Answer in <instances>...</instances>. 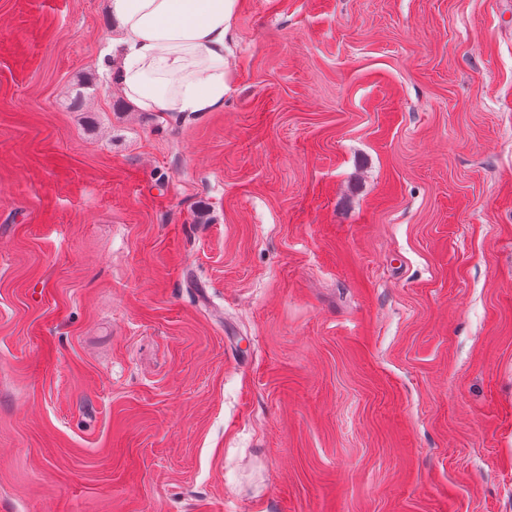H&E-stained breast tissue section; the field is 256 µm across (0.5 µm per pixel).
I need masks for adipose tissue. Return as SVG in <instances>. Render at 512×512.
Here are the masks:
<instances>
[{
  "label": "adipose tissue",
  "instance_id": "ef3b65f1",
  "mask_svg": "<svg viewBox=\"0 0 512 512\" xmlns=\"http://www.w3.org/2000/svg\"><path fill=\"white\" fill-rule=\"evenodd\" d=\"M234 0H108L111 86L142 112L186 118L224 109Z\"/></svg>",
  "mask_w": 512,
  "mask_h": 512
}]
</instances>
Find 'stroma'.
Instances as JSON below:
<instances>
[{
	"label": "stroma",
	"mask_w": 512,
	"mask_h": 512,
	"mask_svg": "<svg viewBox=\"0 0 512 512\" xmlns=\"http://www.w3.org/2000/svg\"><path fill=\"white\" fill-rule=\"evenodd\" d=\"M0 0V512H512V0H235L224 109Z\"/></svg>",
	"instance_id": "stroma-1"
}]
</instances>
